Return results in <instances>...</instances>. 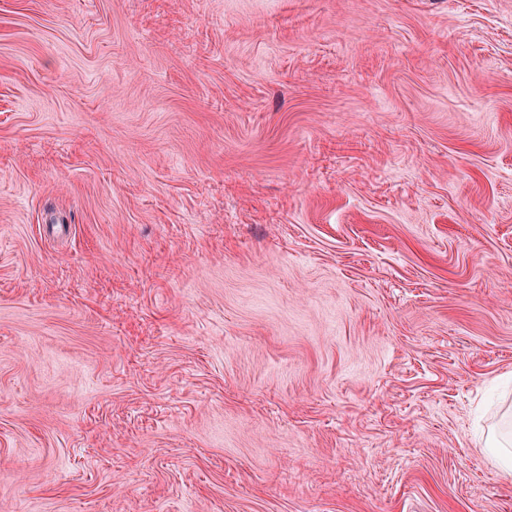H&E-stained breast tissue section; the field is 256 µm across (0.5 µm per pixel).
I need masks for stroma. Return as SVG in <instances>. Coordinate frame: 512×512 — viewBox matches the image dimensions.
Returning <instances> with one entry per match:
<instances>
[{
	"label": "stroma",
	"mask_w": 512,
	"mask_h": 512,
	"mask_svg": "<svg viewBox=\"0 0 512 512\" xmlns=\"http://www.w3.org/2000/svg\"><path fill=\"white\" fill-rule=\"evenodd\" d=\"M512 0H0V512H512ZM487 448L492 451V459L495 466L503 469H511L512 466V433L509 431L507 438L493 431L488 435Z\"/></svg>",
	"instance_id": "obj_1"
}]
</instances>
